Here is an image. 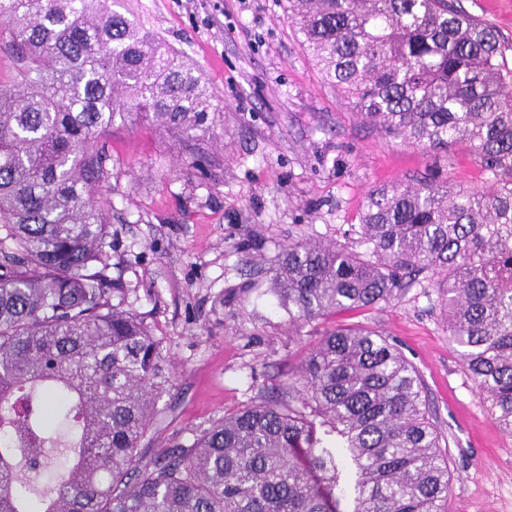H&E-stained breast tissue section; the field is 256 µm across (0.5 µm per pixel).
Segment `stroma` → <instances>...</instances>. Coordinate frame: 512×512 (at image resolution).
Wrapping results in <instances>:
<instances>
[{
    "instance_id": "1",
    "label": "stroma",
    "mask_w": 512,
    "mask_h": 512,
    "mask_svg": "<svg viewBox=\"0 0 512 512\" xmlns=\"http://www.w3.org/2000/svg\"><path fill=\"white\" fill-rule=\"evenodd\" d=\"M193 64L218 107L187 141L130 117L104 140L111 176L96 196L112 223V301L145 316L172 363L143 447L158 452L288 376L335 325L379 331L417 368L454 477L448 512H512V437L502 433L422 289L289 333L262 259L281 244L339 237L366 192L401 180L483 186L463 147L436 158L363 127L322 78L286 18L287 0H128Z\"/></svg>"
}]
</instances>
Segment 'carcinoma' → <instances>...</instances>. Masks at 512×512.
<instances>
[{"label": "carcinoma", "mask_w": 512, "mask_h": 512, "mask_svg": "<svg viewBox=\"0 0 512 512\" xmlns=\"http://www.w3.org/2000/svg\"><path fill=\"white\" fill-rule=\"evenodd\" d=\"M123 0H0L21 63L0 85V512H448L453 479L422 379L367 327L322 334L261 399L148 456L172 387L162 341L112 303L102 139L132 115L192 139L217 111ZM288 22L357 116L423 153L463 145L485 186H376L344 240L279 247L299 328L432 288L512 437V50L459 0H288Z\"/></svg>", "instance_id": "obj_1"}]
</instances>
